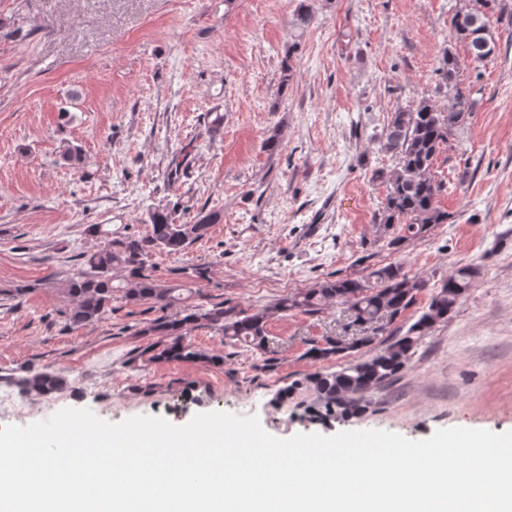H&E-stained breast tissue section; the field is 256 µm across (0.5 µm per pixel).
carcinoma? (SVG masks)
<instances>
[{
    "label": "carcinoma",
    "mask_w": 512,
    "mask_h": 512,
    "mask_svg": "<svg viewBox=\"0 0 512 512\" xmlns=\"http://www.w3.org/2000/svg\"><path fill=\"white\" fill-rule=\"evenodd\" d=\"M497 0H469L455 10L450 25L456 41L463 43L476 61H484L496 51L490 33L488 13ZM443 79L448 89V110L441 111L427 100L414 109L392 113L384 146L396 157V167L387 177V193L379 213V226L390 229L402 225V238H423L435 224L448 223V212L438 206L443 185L431 174L433 160L449 142L472 109L470 95L459 79L456 57L444 56ZM148 234L114 237L102 224H90L85 232L104 238V246L80 255L79 262L61 291L71 298L68 321L82 327L97 321L114 300L139 303L148 301L161 309L184 304L181 314L161 317L140 334L159 336L161 340L143 349L152 361L213 362L215 357L184 340L189 325H207L224 338L263 350L268 347L267 323L275 313L302 310L315 313L338 301L349 305L355 322L385 328L401 317L426 288L422 280L409 276L399 264H389L367 278L338 277L319 281L314 286L281 298L272 308L251 314L226 308L222 303L207 307L190 305L191 289L182 284L165 285L157 280L148 264L156 251L179 253L207 237L215 218L199 215L178 224L171 212L157 208L148 214ZM479 275L477 267L465 265L431 296L427 308L407 329L404 336L372 356L349 363L337 371L316 372L305 378L315 395L306 409L307 421L327 426L345 421L365 410L367 394L392 380L409 362L420 340L438 323L448 321L461 299ZM25 391L49 395L66 385V378L50 372L30 370L17 380Z\"/></svg>",
    "instance_id": "1"
}]
</instances>
